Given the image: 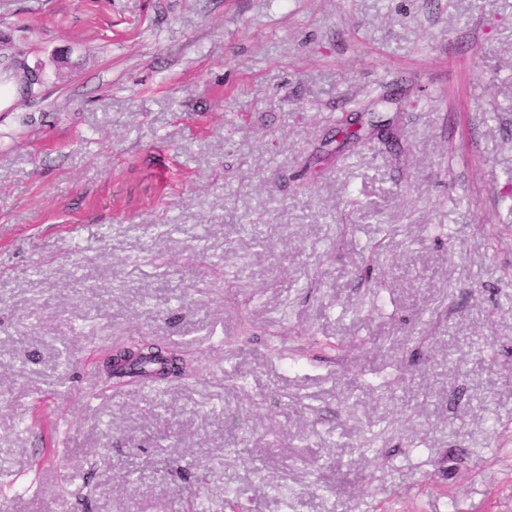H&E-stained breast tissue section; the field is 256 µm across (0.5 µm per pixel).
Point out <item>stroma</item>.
Returning <instances> with one entry per match:
<instances>
[{"mask_svg": "<svg viewBox=\"0 0 512 512\" xmlns=\"http://www.w3.org/2000/svg\"><path fill=\"white\" fill-rule=\"evenodd\" d=\"M7 54L0 512H512V0H0ZM143 338L193 377L116 386Z\"/></svg>", "mask_w": 512, "mask_h": 512, "instance_id": "35a3bbf8", "label": "stroma"}]
</instances>
